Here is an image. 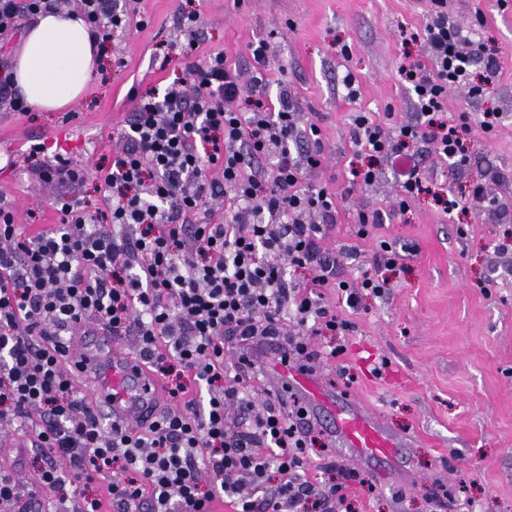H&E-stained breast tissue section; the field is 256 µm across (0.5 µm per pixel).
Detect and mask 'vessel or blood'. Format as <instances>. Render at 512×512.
Listing matches in <instances>:
<instances>
[{"label":"vessel or blood","mask_w":512,"mask_h":512,"mask_svg":"<svg viewBox=\"0 0 512 512\" xmlns=\"http://www.w3.org/2000/svg\"><path fill=\"white\" fill-rule=\"evenodd\" d=\"M73 375L93 377V410L123 429L140 430L165 411L163 391L143 359L125 347L121 337L105 329L82 330L73 337ZM252 359L265 368L267 384L282 398L298 399L315 421H329L339 447L363 464L397 456L410 438L391 433L380 417L350 398L337 399L335 390L316 373L284 363L278 342L267 339L251 349Z\"/></svg>","instance_id":"1"}]
</instances>
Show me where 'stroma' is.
<instances>
[{"mask_svg":"<svg viewBox=\"0 0 512 512\" xmlns=\"http://www.w3.org/2000/svg\"><path fill=\"white\" fill-rule=\"evenodd\" d=\"M139 7L144 27L113 38L102 72L78 103L27 116L0 107V130L62 135L63 152L88 169L72 194L102 206L96 173L133 108L129 87L155 86L188 66L166 48L181 13L199 17V55L221 52L244 70L248 44L268 40L267 95L287 87L299 112L321 130L325 161L305 171L303 182L344 195L322 246L350 250L340 276L367 272L387 281L381 296H365L354 309L336 294L325 298L356 328L344 338L345 354L320 364V376L337 393L352 391L394 434L415 441L398 461L402 483L356 492L355 512H428L427 498L439 485L455 495L446 512H512V0H447L451 23L468 29L484 17L478 35L499 62L483 96L449 92L448 114L501 115L489 136H472L464 166L442 160L427 143L411 147L424 176L445 192L483 188L485 201L450 213L428 195L407 212L395 208L397 184L386 160L375 162L372 185H349L351 167L367 161L352 140L358 113L398 124L416 119L397 66L403 52L420 51L403 45L400 31L422 26L426 0H140ZM118 57L123 66L115 65ZM348 73L356 81L353 97L343 84ZM17 150L0 138V169L8 173L0 199L13 206L18 224L58 223L56 188ZM374 211L383 212L382 224L374 237L357 239L359 213ZM382 240L402 255L390 270L374 262Z\"/></svg>","mask_w":512,"mask_h":512,"instance_id":"obj_1","label":"stroma"}]
</instances>
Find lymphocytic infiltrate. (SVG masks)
I'll use <instances>...</instances> for the list:
<instances>
[{"mask_svg": "<svg viewBox=\"0 0 512 512\" xmlns=\"http://www.w3.org/2000/svg\"><path fill=\"white\" fill-rule=\"evenodd\" d=\"M430 2L423 28L404 34L426 57L399 65L419 119L390 127L357 115L352 137L370 163L352 168L350 183L371 185L372 160L389 158L398 209L429 192L449 213L461 199L431 192L408 162L410 145L429 142L463 165L473 127L491 132L499 115L443 119L451 88L479 93L471 67L486 48L449 22L447 0ZM74 11L103 44L139 14L136 0H76ZM268 49L264 39L249 44L248 75L215 52L164 88L131 87L135 106L101 178L102 208L67 193L84 168L60 154L34 162L42 181L63 188L59 223L31 233L0 206V425L30 427L43 460L32 484L0 469V512L48 493L58 512H211L221 500L233 512H351L350 489L367 485L332 460L324 468L335 482L310 478L305 408L273 395L256 405L249 383L258 366L244 352L224 357L225 342L280 337L283 362L315 369L343 354L338 339L354 328L325 304L326 291L354 308L384 288L368 274L339 278L347 249L321 248L337 195L302 182L323 162L320 130L287 90L264 94ZM270 155L271 171L256 168ZM215 198L224 201L220 220L208 207ZM289 267L313 275L295 284ZM83 326L138 336L140 355L165 381L170 407L158 423L128 432L92 412L70 373L71 338ZM299 327L333 337L331 349L309 348ZM96 481L100 489L87 493Z\"/></svg>", "mask_w": 512, "mask_h": 512, "instance_id": "obj_1", "label": "lymphocytic infiltrate"}]
</instances>
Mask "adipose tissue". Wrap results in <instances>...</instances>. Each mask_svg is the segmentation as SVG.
<instances>
[{"instance_id": "ef3b65f1", "label": "adipose tissue", "mask_w": 512, "mask_h": 512, "mask_svg": "<svg viewBox=\"0 0 512 512\" xmlns=\"http://www.w3.org/2000/svg\"><path fill=\"white\" fill-rule=\"evenodd\" d=\"M103 52L88 26L66 12H45L28 26L15 55L12 82L42 112L76 103L101 66Z\"/></svg>"}]
</instances>
